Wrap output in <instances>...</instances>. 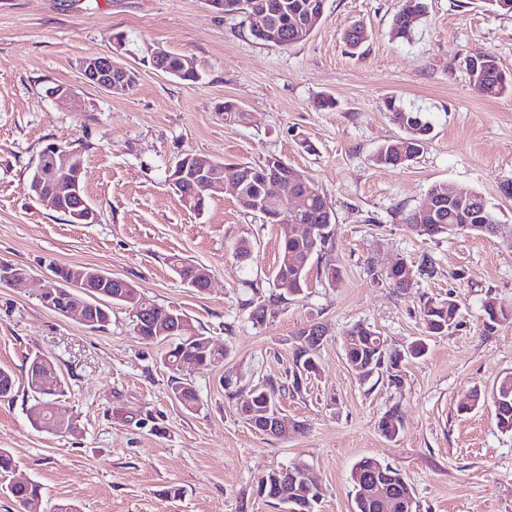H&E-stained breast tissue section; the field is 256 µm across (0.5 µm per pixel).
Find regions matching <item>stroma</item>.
<instances>
[{"mask_svg":"<svg viewBox=\"0 0 512 512\" xmlns=\"http://www.w3.org/2000/svg\"><path fill=\"white\" fill-rule=\"evenodd\" d=\"M407 4L326 0L309 38L281 49L254 41L242 17L213 12L207 0H0V261L30 273L0 286V367L21 382L34 356L52 361L65 382L58 404L78 426L72 435L33 428L21 390L0 402V448L41 485L40 512L61 502L80 512H281L254 485L297 462L317 477L319 512H353L351 474L364 457L398 468L420 512H512V432L498 428L492 405L457 411L470 390L512 373V323L483 326L487 298L512 309V246L480 233L431 238L403 222L446 181L478 192L512 229V197L501 191L512 182V93L481 96L463 66L490 51L512 72V13L489 12L483 0H426V16L403 39L392 24ZM356 24L367 38L353 54L343 34ZM117 32L128 38L123 63L138 73L126 95L87 84L80 71L84 58L111 53ZM158 46L191 58L201 81L154 70L145 58ZM57 85L73 90L79 109L50 96ZM324 96L335 108L319 106ZM391 96L433 124L426 149L395 168L374 162L401 134L384 108ZM227 101L245 122H225ZM49 141L83 151L97 223H68L29 195V166ZM186 152L252 165L276 156L307 175L335 213L323 260L340 281L314 268L302 294L280 293V225L229 191L204 213L185 208L168 175ZM244 238L253 250L241 262L234 246ZM177 256L209 269V291L179 278ZM401 258L431 259L434 272L395 290L381 274ZM54 265L129 280L224 345L223 365L176 375L194 385L199 408L174 399L161 345L141 340L125 307L113 306L102 330L44 307L39 293ZM448 298L460 307L458 326L425 336L424 303ZM267 299L273 316L253 322V304ZM309 323L327 330L319 371L303 395L279 398L306 430L260 434L238 407L255 386L288 381L294 334ZM356 323L391 350L425 339V355L402 362L401 387L348 367L343 336ZM390 411L400 424L393 439L378 428ZM172 485L181 497H165Z\"/></svg>","mask_w":512,"mask_h":512,"instance_id":"35a3bbf8","label":"stroma"}]
</instances>
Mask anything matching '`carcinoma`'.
<instances>
[{"instance_id":"cac0c4a2","label":"carcinoma","mask_w":512,"mask_h":512,"mask_svg":"<svg viewBox=\"0 0 512 512\" xmlns=\"http://www.w3.org/2000/svg\"><path fill=\"white\" fill-rule=\"evenodd\" d=\"M262 13L261 22L269 30L280 36L279 48H288L297 45L311 35L303 30L302 24L310 16L317 14L319 0H254ZM182 55L170 52L163 64L172 73V77L181 81L196 83L201 80V74L195 69H184L181 65ZM484 76L473 83L474 89L483 96L497 97L507 91H512V73L505 71L498 58L489 54L483 65ZM386 111L391 120L402 131L399 138L381 146L375 157L376 164L386 167L397 166L399 155L417 157L427 146L432 122L426 113L417 108H405L396 103L393 98L385 100ZM283 196L279 204L278 219L268 218L269 224H288V232L281 234L279 260L274 272L278 282L288 280V294L298 295L308 286V274L315 257L327 248L333 235L332 225L328 223L326 213L323 212L324 201L316 196L307 199L299 209L292 207L293 196L297 195V187L289 179L282 180ZM404 223L416 231L420 224L436 225V233H448V225L457 223V214L454 207H445L437 215H431L418 207L404 217ZM296 224L309 225L310 231L303 234L294 228ZM399 267L392 272H384V279L399 291H406L413 286V282L404 279L405 273L412 277L430 271L432 263L426 262L416 267L401 259ZM172 266L183 280L193 282L196 280L202 265L185 259L173 258ZM86 270L89 266L72 265L54 267L52 277L67 282L56 298V307L68 303L73 294V286L77 282L72 280L73 275ZM119 292V284L111 283V287L103 288L90 299L95 306L97 323L91 326L93 330L105 328L110 323L112 306L121 305L133 308L136 303L114 298ZM145 302L151 306L148 312L149 320L142 323L138 335L149 343L164 345L161 353L163 365L172 372L179 371L185 360H193L198 368L204 369L224 362L227 349L217 346L214 341L202 333L194 324V319L181 310L164 307L156 304L150 298ZM484 326L491 331L497 326L512 320V313L497 305L489 298L484 306ZM460 316L459 305L452 299L426 302L421 309V319L428 336L442 335L458 323ZM309 326L298 329L295 333L294 358L295 369L291 372L288 384L279 385L269 380L265 384L250 391L247 400L240 406L242 418L262 420L267 414L280 412L277 405L278 394L286 391L293 396H300L306 390L307 381L319 369V353L323 342L310 339L307 335ZM380 336L370 326L357 323L349 328L343 338V351L345 359L356 361H371L377 370L387 374L389 385H402L399 367L402 359L393 357L388 349H378ZM27 389L34 403L27 409V418L35 428L47 425L56 426L60 419L49 411V401L64 395L63 381L57 376L54 365L47 359L36 356L28 366ZM16 379L8 369L0 368V401H10L15 396ZM172 392L176 399L186 410H195L199 406V398L195 388L177 378L173 379ZM507 400V405L495 413L498 427L505 431H512V374H506L496 382L495 388L486 393L479 389L472 391L467 401L459 406V412L466 413L474 407L492 401L494 396ZM310 468L304 463H294L286 468L272 469L257 479L255 490H266L265 499L274 495V488L280 482L288 483V488L296 489L293 494L294 501L289 504L292 512H317V493L311 490L307 482ZM377 477L381 491L391 493L396 497L402 496L409 482L402 473L389 464H384L374 458L364 457L359 460L353 470L354 483V512H382L380 503L362 492L363 482L368 477ZM6 492L18 503L23 512L41 502L42 493L39 483L29 479L24 483L5 485Z\"/></svg>"}]
</instances>
